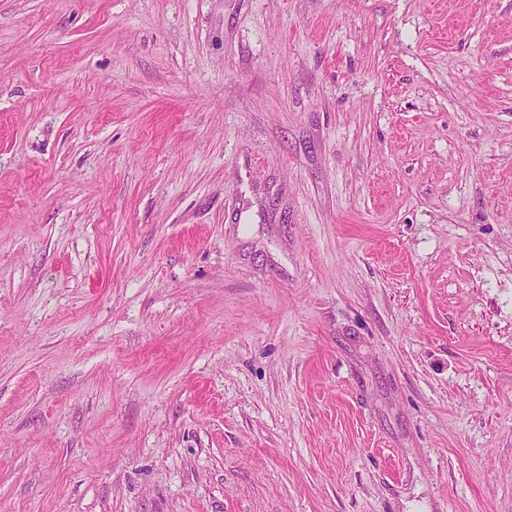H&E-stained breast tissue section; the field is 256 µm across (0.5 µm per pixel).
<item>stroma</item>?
Masks as SVG:
<instances>
[{
    "mask_svg": "<svg viewBox=\"0 0 512 512\" xmlns=\"http://www.w3.org/2000/svg\"><path fill=\"white\" fill-rule=\"evenodd\" d=\"M0 512H512V0H0Z\"/></svg>",
    "mask_w": 512,
    "mask_h": 512,
    "instance_id": "1",
    "label": "stroma"
}]
</instances>
